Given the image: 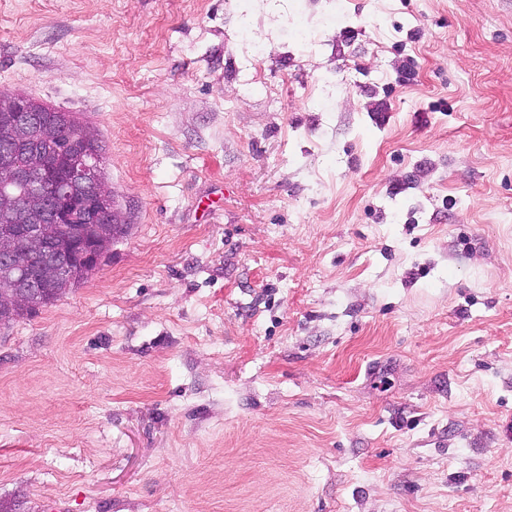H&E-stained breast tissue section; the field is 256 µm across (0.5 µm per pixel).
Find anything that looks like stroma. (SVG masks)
Returning <instances> with one entry per match:
<instances>
[{
  "label": "stroma",
  "mask_w": 512,
  "mask_h": 512,
  "mask_svg": "<svg viewBox=\"0 0 512 512\" xmlns=\"http://www.w3.org/2000/svg\"><path fill=\"white\" fill-rule=\"evenodd\" d=\"M0 91L127 224L0 328L1 504L512 512V0H0Z\"/></svg>",
  "instance_id": "1"
}]
</instances>
